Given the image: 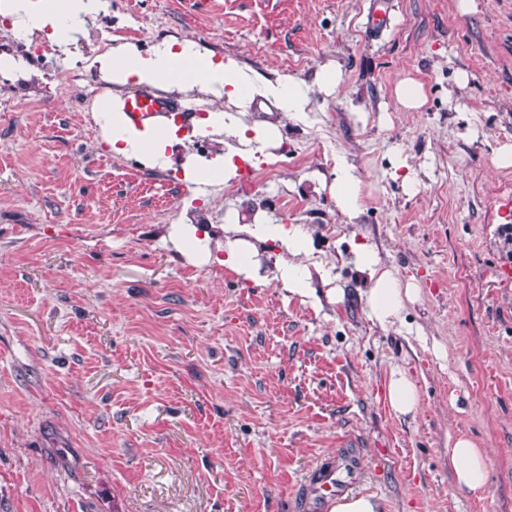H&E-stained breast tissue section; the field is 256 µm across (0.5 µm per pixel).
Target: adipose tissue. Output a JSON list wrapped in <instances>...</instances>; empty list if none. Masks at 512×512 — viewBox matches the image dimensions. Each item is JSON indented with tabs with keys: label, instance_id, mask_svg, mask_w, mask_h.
Returning <instances> with one entry per match:
<instances>
[{
	"label": "adipose tissue",
	"instance_id": "adipose-tissue-1",
	"mask_svg": "<svg viewBox=\"0 0 512 512\" xmlns=\"http://www.w3.org/2000/svg\"><path fill=\"white\" fill-rule=\"evenodd\" d=\"M106 9V0H0V18L10 21L16 40L27 43L44 38L65 51ZM96 63L102 79L112 84L113 90L96 99L91 112L112 155L135 160L150 169H165L172 165L175 147L195 136L210 137L214 143L210 155L189 154L181 163L185 182L194 185L234 181L240 175L241 163L256 159L274 144L277 128L269 123L245 122L218 105L209 108L206 116L193 121L188 128L172 119L159 125H138L123 111L119 89L197 91L233 104L258 94L273 99L288 116L301 119L307 112L310 87L305 81L292 76L273 81L254 78L235 58H215L188 39H166L144 50L116 37ZM330 190L340 212L347 219L357 218L363 197L361 178L354 164L343 158L337 160ZM267 240L281 246L274 260L276 281L289 293L304 298L314 296L313 276L322 273L323 268L318 263L308 264L310 236L298 225L228 221L224 226V266L242 279L264 283L266 277L252 257L251 246L253 242ZM352 253L354 267L366 282L361 296L367 319L382 328L394 325L406 303L416 300V288L396 268L382 263L370 245H353ZM448 457L461 488L472 493L484 490L488 459L483 451L471 440L460 438L449 448Z\"/></svg>",
	"mask_w": 512,
	"mask_h": 512
}]
</instances>
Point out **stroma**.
I'll use <instances>...</instances> for the list:
<instances>
[{"instance_id":"35a3bbf8","label":"stroma","mask_w":512,"mask_h":512,"mask_svg":"<svg viewBox=\"0 0 512 512\" xmlns=\"http://www.w3.org/2000/svg\"><path fill=\"white\" fill-rule=\"evenodd\" d=\"M370 2L109 0L69 54L0 22V52L38 73L26 94L0 79V512H312L304 488L345 446L381 512H512V0H388L379 32ZM132 27L145 49L190 38L270 80L342 81L302 120L245 105L278 145L191 187L100 146L93 59ZM405 76L419 109L396 98ZM340 155L363 180L351 224L328 189ZM231 213L306 230L320 300L274 281L272 242L267 284L217 264ZM355 241L417 285L401 323L367 320ZM395 368L416 415L389 406ZM460 437L489 458L482 493L454 480ZM395 93L398 100L407 109H418L426 102L423 85L410 77H405L397 82Z\"/></svg>"}]
</instances>
